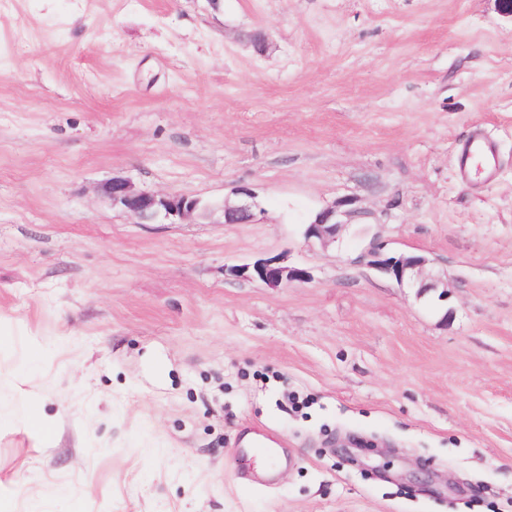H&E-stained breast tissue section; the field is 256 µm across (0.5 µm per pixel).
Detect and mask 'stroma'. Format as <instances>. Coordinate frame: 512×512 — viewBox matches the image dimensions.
Returning a JSON list of instances; mask_svg holds the SVG:
<instances>
[{
	"label": "stroma",
	"mask_w": 512,
	"mask_h": 512,
	"mask_svg": "<svg viewBox=\"0 0 512 512\" xmlns=\"http://www.w3.org/2000/svg\"><path fill=\"white\" fill-rule=\"evenodd\" d=\"M116 177L262 211L139 224ZM273 256L309 282L236 272ZM0 512H512L500 0H0ZM458 173L463 178L473 174L484 175L491 179L497 169V151L495 144L479 134H475L459 150L457 157ZM237 195L241 197L237 202L230 203L225 200L220 208L205 209L204 213L209 217L218 214L217 224H243L251 222L255 219L256 211H261L260 203L249 188L242 187L238 190ZM349 201L344 202L336 206H328L319 211L316 221L311 224H306L304 230V238L308 242L315 239L319 242L325 243L328 240L335 239L336 233L342 229L346 224H352L355 218L360 217L357 210L352 208H344L349 206ZM384 245L374 237L367 248L358 256L359 262L366 264L392 278L398 283L403 284L404 281L410 283H418V292L427 294L437 288L434 283H427L424 279H415V274H419L422 268L427 264V258L423 256H413L411 258L396 259L390 262H384L382 258L387 259L383 255Z\"/></svg>",
	"instance_id": "stroma-1"
}]
</instances>
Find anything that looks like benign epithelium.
Segmentation results:
<instances>
[{"instance_id":"1","label":"benign epithelium","mask_w":512,"mask_h":512,"mask_svg":"<svg viewBox=\"0 0 512 512\" xmlns=\"http://www.w3.org/2000/svg\"><path fill=\"white\" fill-rule=\"evenodd\" d=\"M105 195L112 204L122 208L140 224H174L176 221H186L193 218L199 211L198 200L183 195H158L140 190L132 182L123 178H115L104 188ZM240 199L234 203L228 201L218 209H209L205 214L216 217L219 224H243L255 219L256 212L261 210L260 203L250 189L243 187L238 190ZM357 218V210L350 208L346 201L338 206H328L319 211L316 221L306 225L304 238L307 241L315 239L326 242L336 238V233L346 224ZM384 245L374 238L367 248L358 256V261L369 267L394 278L402 284L406 281L418 283V292L427 294L436 289V284L423 279H415L427 264V258L413 256L390 262L383 261ZM252 271L254 277L268 286L277 288L290 282H305L310 279L308 273L297 267L284 264L281 259H264L243 267L242 271Z\"/></svg>"}]
</instances>
